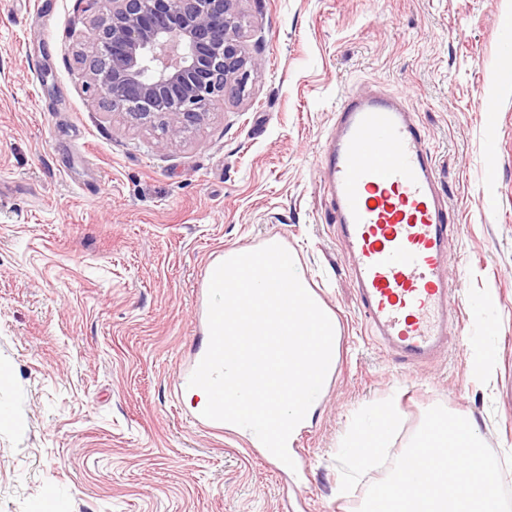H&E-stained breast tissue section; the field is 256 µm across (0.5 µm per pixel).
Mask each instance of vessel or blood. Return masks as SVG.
Returning <instances> with one entry per match:
<instances>
[{
  "label": "vessel or blood",
  "mask_w": 512,
  "mask_h": 512,
  "mask_svg": "<svg viewBox=\"0 0 512 512\" xmlns=\"http://www.w3.org/2000/svg\"><path fill=\"white\" fill-rule=\"evenodd\" d=\"M324 157L337 235L371 332L401 361H433L466 311L450 304V208L419 123L397 94L343 96Z\"/></svg>",
  "instance_id": "obj_1"
}]
</instances>
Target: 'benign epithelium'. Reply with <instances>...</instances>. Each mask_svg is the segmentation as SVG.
<instances>
[{"label": "benign epithelium", "instance_id": "7a95c632", "mask_svg": "<svg viewBox=\"0 0 512 512\" xmlns=\"http://www.w3.org/2000/svg\"><path fill=\"white\" fill-rule=\"evenodd\" d=\"M83 2L95 95L171 140L260 70L241 51L240 0H111L102 16Z\"/></svg>", "mask_w": 512, "mask_h": 512}]
</instances>
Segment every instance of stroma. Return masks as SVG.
<instances>
[{"label": "stroma", "mask_w": 512, "mask_h": 512, "mask_svg": "<svg viewBox=\"0 0 512 512\" xmlns=\"http://www.w3.org/2000/svg\"><path fill=\"white\" fill-rule=\"evenodd\" d=\"M0 0V512H358L340 496L354 414L393 399L400 456L436 405L512 455V0H241L262 69L177 139L93 101L89 18ZM401 93L457 213L448 248L477 345L423 365L393 357L358 309L324 171L338 97ZM497 108L485 122L481 100ZM279 239L339 327L326 396L278 475L246 438L186 422L181 364L200 342L197 289L230 249ZM495 357L477 377V347Z\"/></svg>", "instance_id": "1"}]
</instances>
